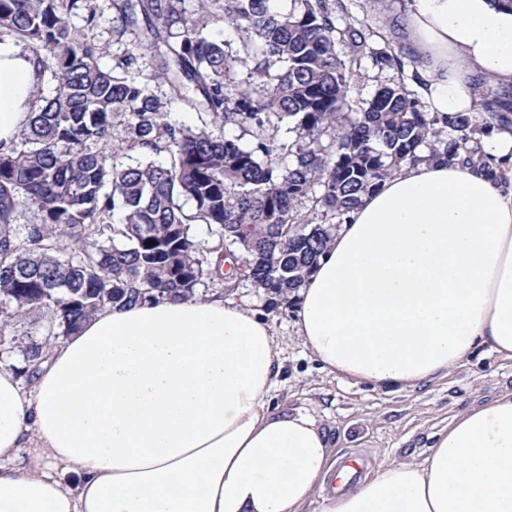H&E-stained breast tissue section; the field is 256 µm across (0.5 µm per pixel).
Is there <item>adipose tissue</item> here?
Instances as JSON below:
<instances>
[{
	"instance_id": "1",
	"label": "adipose tissue",
	"mask_w": 512,
	"mask_h": 512,
	"mask_svg": "<svg viewBox=\"0 0 512 512\" xmlns=\"http://www.w3.org/2000/svg\"><path fill=\"white\" fill-rule=\"evenodd\" d=\"M408 40L432 112L512 84V5L412 0ZM36 58L0 38V146L25 126ZM492 170L403 166L340 224L294 295L322 369L416 388L485 347L512 360V135ZM272 323L221 298L96 313L23 383L0 361V512H512V392L457 414L417 461L367 469L308 414L272 408Z\"/></svg>"
}]
</instances>
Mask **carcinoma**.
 <instances>
[{
  "label": "carcinoma",
  "instance_id": "carcinoma-1",
  "mask_svg": "<svg viewBox=\"0 0 512 512\" xmlns=\"http://www.w3.org/2000/svg\"><path fill=\"white\" fill-rule=\"evenodd\" d=\"M346 10L344 0H0V37L26 42L39 64L28 123L0 148V348L19 345L17 375L32 381L52 341L101 310L189 299L200 285L233 293L242 260L253 287L290 302L363 195L404 165L468 148L476 113L425 112L402 83L352 105L359 57L401 61L370 46L369 27H338ZM212 21L238 39H211ZM176 104L197 124L180 122Z\"/></svg>",
  "mask_w": 512,
  "mask_h": 512
}]
</instances>
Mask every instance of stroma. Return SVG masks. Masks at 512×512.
<instances>
[{"mask_svg": "<svg viewBox=\"0 0 512 512\" xmlns=\"http://www.w3.org/2000/svg\"><path fill=\"white\" fill-rule=\"evenodd\" d=\"M349 15L338 25L362 23L377 31L374 48H387L401 68L382 69L365 57L350 84L349 97L371 99L380 85L404 81L416 89L420 61L412 54L397 22L410 0H345ZM232 300L249 304L273 321L281 347L279 412L301 411L315 418L335 448L362 455L371 464L397 459L411 461L429 451L430 437L466 408L512 391V360L481 350L448 375L415 389L383 392L322 370L296 332L295 307L271 302L250 282H242Z\"/></svg>", "mask_w": 512, "mask_h": 512, "instance_id": "obj_1", "label": "stroma"}]
</instances>
